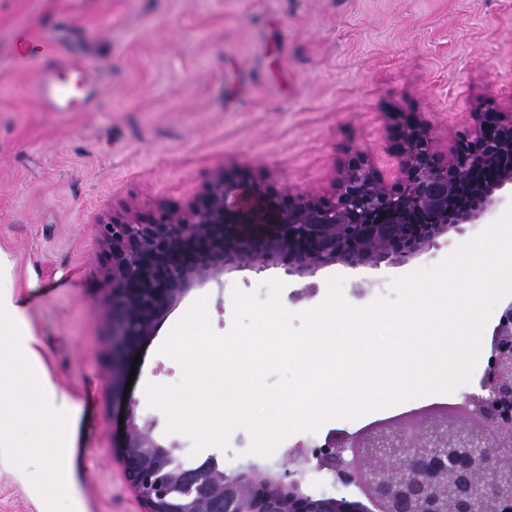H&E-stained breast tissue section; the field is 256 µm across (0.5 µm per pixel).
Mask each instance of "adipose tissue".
Segmentation results:
<instances>
[{
  "mask_svg": "<svg viewBox=\"0 0 512 512\" xmlns=\"http://www.w3.org/2000/svg\"><path fill=\"white\" fill-rule=\"evenodd\" d=\"M27 304L15 295L8 272H0V456L22 467L58 474L62 449L45 429L56 420L70 431L68 397L38 388L30 380L39 353L26 321Z\"/></svg>",
  "mask_w": 512,
  "mask_h": 512,
  "instance_id": "1",
  "label": "adipose tissue"
}]
</instances>
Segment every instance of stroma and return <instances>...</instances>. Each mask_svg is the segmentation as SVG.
I'll list each match as a JSON object with an SVG mask.
<instances>
[{"mask_svg": "<svg viewBox=\"0 0 512 512\" xmlns=\"http://www.w3.org/2000/svg\"><path fill=\"white\" fill-rule=\"evenodd\" d=\"M22 40L35 53L20 51ZM75 55L89 83L71 68ZM48 66L93 107L48 111L33 94ZM488 108L512 113V0H0V264L29 299L39 378L71 399L77 428L54 496L0 457V512L142 510L112 452L122 403L112 397L101 226L113 214L184 207L219 172L327 197L356 150L392 186L400 178L392 114L425 122L444 159ZM506 209L494 205L400 265L356 273L333 265L305 277L245 267L196 286L138 349L129 393L138 420H155V438L178 443L184 464L211 456L227 471L274 470L297 443L460 403L471 383L327 421L262 456L242 427L226 447L194 450L189 436L168 432L145 387L180 380L181 367L158 349L199 298L219 333L231 326L233 290L256 292L272 278L285 281L281 300L293 311L321 302L332 277L363 307Z\"/></svg>", "mask_w": 512, "mask_h": 512, "instance_id": "obj_1", "label": "stroma"}]
</instances>
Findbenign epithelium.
I'll use <instances>...</instances> for the list:
<instances>
[{"label":"benign epithelium","instance_id":"1","mask_svg":"<svg viewBox=\"0 0 512 512\" xmlns=\"http://www.w3.org/2000/svg\"><path fill=\"white\" fill-rule=\"evenodd\" d=\"M401 178L387 186L359 154L328 198L284 196L217 173L181 209L114 214L103 225L112 309V392L130 354L195 285L234 268L305 276L332 265L356 272L419 257L473 224L512 187V114L476 113L473 138L441 162L425 123L391 116ZM129 406L114 450L143 512H512V302L492 331L479 389L459 412L388 419L355 436L331 434L286 452L280 470L228 473L211 457L184 466ZM323 477L364 499L308 490Z\"/></svg>","mask_w":512,"mask_h":512}]
</instances>
